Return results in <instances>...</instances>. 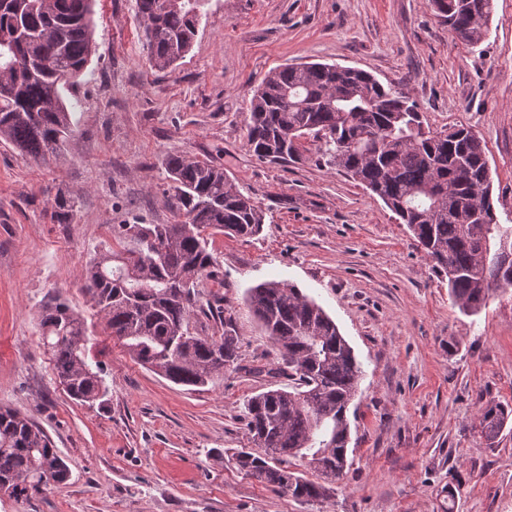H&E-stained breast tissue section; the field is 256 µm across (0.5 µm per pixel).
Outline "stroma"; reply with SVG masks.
I'll use <instances>...</instances> for the list:
<instances>
[{
  "label": "stroma",
  "instance_id": "1",
  "mask_svg": "<svg viewBox=\"0 0 512 512\" xmlns=\"http://www.w3.org/2000/svg\"><path fill=\"white\" fill-rule=\"evenodd\" d=\"M94 52L65 98L75 136L36 159L0 138V405L28 415L64 457L69 480L0 512H512V425L477 427L490 402L512 407V289L462 313L406 225L328 164L270 163L246 145L249 101L273 69L313 62L367 71L404 92L435 132L484 141L498 223L512 225V0H493L486 38L455 39L428 0H207L190 51L148 62L135 0H94ZM223 165L265 213L262 232L210 240L220 293L241 338L236 371L176 385L134 360L83 288L89 261L122 251L119 224H173L164 162ZM75 203L57 223L54 201ZM284 280L335 320L361 365L350 406L349 466L325 501H303L245 475L261 454L245 402L288 379L245 304ZM50 295L82 314L106 374L104 403L79 402L40 337Z\"/></svg>",
  "mask_w": 512,
  "mask_h": 512
}]
</instances>
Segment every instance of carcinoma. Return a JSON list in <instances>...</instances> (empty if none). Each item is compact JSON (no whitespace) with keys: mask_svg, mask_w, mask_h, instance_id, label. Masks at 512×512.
Segmentation results:
<instances>
[{"mask_svg":"<svg viewBox=\"0 0 512 512\" xmlns=\"http://www.w3.org/2000/svg\"><path fill=\"white\" fill-rule=\"evenodd\" d=\"M93 0H0V137L34 157L59 156L74 136L63 93L89 65ZM205 0H136L144 22L148 61L165 70L190 50ZM459 40L475 47L486 37L492 0H429ZM458 138L427 131L416 104L369 73L312 63L272 70L249 104L247 145L260 160L301 159L311 137L328 161L377 195L448 276L455 304L467 313L491 292L512 288L497 257L512 248V226L496 221L492 180L481 138L457 127ZM173 184L174 224H120L123 253L107 250L86 269L85 287L106 327L129 355L183 386L202 387L238 368L240 336L224 314V297L200 298L202 279L217 276L209 232L253 238L264 215L236 190L224 167L183 156L165 162ZM73 204L60 196L55 218L69 224ZM245 303L280 355L288 388L268 389L246 402L251 439L265 455L243 449L239 470L297 499L322 501L329 488L288 467L299 458L324 480L343 475L347 411L362 375L335 321L300 288L269 280L247 291ZM219 323L210 336L191 331L194 318ZM44 344L57 377L82 402L107 394L103 368L88 359L87 330L63 301L41 307ZM512 420V408L489 403L479 411L486 440ZM68 467L48 436L26 415L0 406V484L20 502L66 482Z\"/></svg>","mask_w":512,"mask_h":512,"instance_id":"cac0c4a2","label":"carcinoma"}]
</instances>
